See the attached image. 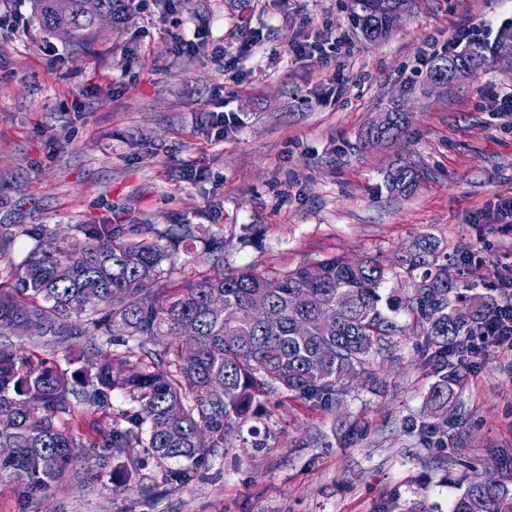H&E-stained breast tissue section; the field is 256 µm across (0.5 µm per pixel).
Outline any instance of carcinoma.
I'll use <instances>...</instances> for the list:
<instances>
[{
  "label": "carcinoma",
  "instance_id": "cac0c4a2",
  "mask_svg": "<svg viewBox=\"0 0 512 512\" xmlns=\"http://www.w3.org/2000/svg\"><path fill=\"white\" fill-rule=\"evenodd\" d=\"M405 4L348 0L347 9L362 35L376 42ZM32 10L41 30L69 45H85L100 32L88 0H32ZM475 61L484 64L486 57L470 47L434 58L430 74L450 62L467 74ZM404 124V113H387L366 144L398 137ZM419 180V170L406 162L390 171L386 186L408 196ZM74 231L84 241L66 250L44 227L0 224L1 260L10 261L16 236L35 241L0 283V448L11 449L0 457V478L28 469L26 497L44 495L90 448L119 455L146 448L162 482L182 484L191 468L170 463L196 465L205 449L224 447L242 422L267 412L265 399L285 394L332 408L346 395V383L378 382L376 364L392 358L401 312L423 337L426 366L436 377L426 401V440L453 419L449 409L469 373L471 339L506 305L467 277L448 282V264L469 267L476 251L442 257L428 235L400 259L414 277L411 293L402 296L384 292L389 270L375 257L357 263L331 257L265 276L224 269L214 258L224 238L215 234L190 260L207 269L175 278L176 247L193 239L190 224H141L134 238L119 224H76ZM217 296L221 309L212 307ZM327 308L335 322L323 327L318 315ZM22 323L39 326L44 347L83 336L97 358L73 369L40 358L10 342ZM148 339L159 340L161 349H144ZM116 391L138 403L119 421L112 419ZM88 411L105 423H93L94 435L84 437L76 419ZM451 512H512V487L494 475L472 481Z\"/></svg>",
  "mask_w": 512,
  "mask_h": 512
}]
</instances>
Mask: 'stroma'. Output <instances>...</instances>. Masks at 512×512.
<instances>
[{
  "mask_svg": "<svg viewBox=\"0 0 512 512\" xmlns=\"http://www.w3.org/2000/svg\"><path fill=\"white\" fill-rule=\"evenodd\" d=\"M346 0H149L86 47L43 33L30 0H0L24 27L0 29V224L45 225L73 249L76 224H192L184 250L224 237V266L275 275L333 256L397 263L421 235L448 253L477 248L467 276L497 285L512 274V113L495 111L512 86V0H409L391 34L369 42ZM492 24L496 44L477 73L446 85L424 58L460 25ZM262 29L266 48L240 53ZM203 33L240 53L241 82L207 49L179 50ZM345 43L331 67L292 63L300 36ZM139 42L134 60L123 51ZM56 56H49L47 46ZM223 103L238 125L216 140L204 123ZM401 136L363 147L391 109ZM410 162L422 180L410 197L384 176ZM204 176L190 180L189 167ZM381 390L352 382L342 405L282 398L256 425L205 450L185 484L163 485L145 464L113 485L96 448L43 496L0 479V512H449L467 478L499 474L512 456V350L489 348L457 396L458 422L431 446L419 430L433 382L421 337L394 338ZM364 426L340 446L345 427Z\"/></svg>",
  "mask_w": 512,
  "mask_h": 512,
  "instance_id": "35a3bbf8",
  "label": "stroma"
}]
</instances>
